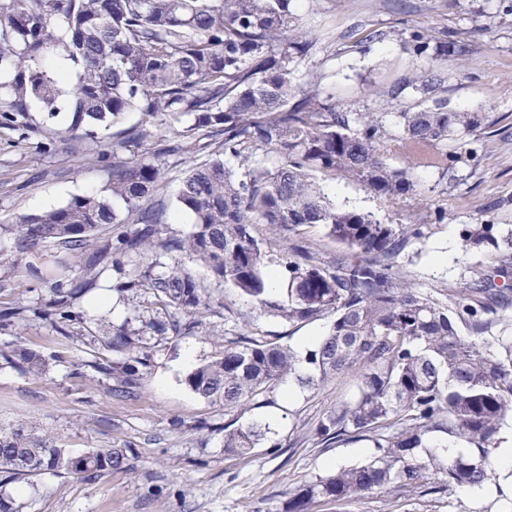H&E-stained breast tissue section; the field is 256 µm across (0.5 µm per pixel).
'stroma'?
Wrapping results in <instances>:
<instances>
[{
	"instance_id": "stroma-1",
	"label": "stroma",
	"mask_w": 512,
	"mask_h": 512,
	"mask_svg": "<svg viewBox=\"0 0 512 512\" xmlns=\"http://www.w3.org/2000/svg\"><path fill=\"white\" fill-rule=\"evenodd\" d=\"M495 10L494 0H298L296 5L299 32L320 39L329 30L365 23L383 30L445 28L461 42V54L448 59L447 96L460 111L484 113L471 138L478 157L460 165L450 181L419 172L430 207H447L448 217L425 226L397 260L413 288L441 302L447 301L450 286L491 260V249L464 250L462 225H495L500 238L512 233V22L493 20ZM336 48V59L320 51L308 67L325 73L327 91L354 111L373 110L370 87L411 69L409 56L393 40L351 50L341 39ZM67 118L64 111L48 118L42 103L33 100L23 127L0 124L1 313L19 300H36L62 271L77 274L89 262L51 244L24 254L22 268L9 262L20 217L63 205L76 195L104 193L112 177L111 162H100L96 154L55 150L46 131L65 128ZM323 188L336 205L372 212L383 221L405 224L416 213L414 202L392 204L355 183L328 180ZM206 322L207 331L174 337L154 355L133 399L110 394L107 380L89 367L83 347L46 324L31 321L0 330V347L18 343L50 362L40 377L0 367V425L26 422L72 455L112 446L129 449L134 459L132 470L91 481L47 474L8 484L18 512H286L294 487L371 455L369 441L327 448L314 432L319 420L353 397L355 374L304 395H289L287 386H279L264 407L231 417L185 383L196 366L222 350L226 331L299 350L324 334L326 320L288 324L256 313L247 297L221 287L212 294ZM230 419L239 425L256 419L274 422L275 447L255 449L245 458L225 455L222 427ZM504 509L496 495L472 498L453 487L432 494L422 488L412 495L381 489L344 505L321 501L312 512Z\"/></svg>"
}]
</instances>
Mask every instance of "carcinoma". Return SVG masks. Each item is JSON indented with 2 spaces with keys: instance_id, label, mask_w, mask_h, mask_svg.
Listing matches in <instances>:
<instances>
[{
  "instance_id": "cac0c4a2",
  "label": "carcinoma",
  "mask_w": 512,
  "mask_h": 512,
  "mask_svg": "<svg viewBox=\"0 0 512 512\" xmlns=\"http://www.w3.org/2000/svg\"><path fill=\"white\" fill-rule=\"evenodd\" d=\"M295 2L0 0V74L10 76L0 81L4 123L17 122L37 100L51 117L69 112L65 129L49 131L63 149L103 155L97 130H109L128 112L142 116L112 144L107 194L74 196L20 218L16 255L46 243L83 254L102 225L133 228L98 245L82 274L55 281L48 296L17 305L0 321L7 327L34 317L89 345L91 367L112 381L111 392L132 398L170 337L203 328L213 288H234L290 324L328 318L323 336L302 352L240 333L185 379L195 395L232 412L262 407V397L287 382L313 392L357 374L356 395L322 418L315 435L327 448L365 437L374 452L297 487L288 512H309L317 500L345 504L387 487L411 493L429 477L436 490L495 484L490 456L512 414V339L495 351L485 333L497 308L512 305V235L500 244L492 224L462 228L465 247L489 244L496 253L449 306L412 288L397 265L423 225L338 207L317 181H354L390 203H420L416 170L443 180L458 163L476 159L467 138L482 115L450 107L447 97L448 56L462 47L423 27L350 26L342 37L357 46L396 38L414 68L375 91L379 111L341 110L322 86L325 76L306 68L318 46L294 34ZM49 55L76 67L69 91L60 88L62 77L37 67ZM184 117L188 125L166 151L194 150L204 136L212 157L182 179L175 209L193 222L178 238L166 233L161 168L142 149L158 139L156 120ZM258 224L268 225L269 235L259 236ZM315 225L350 254L324 263L306 236ZM280 229L292 234L286 248L277 245ZM174 253L200 262L209 279L175 258L161 261ZM109 269L112 290L131 310L110 331L74 311ZM461 323L472 333L467 339L459 335ZM0 364L34 376L49 370L45 357L18 344L0 348ZM433 433L468 448L448 457L425 454ZM270 434L263 420L228 424L224 454L247 456ZM129 468L125 448L73 456L22 422L0 428V473L10 482Z\"/></svg>"
}]
</instances>
